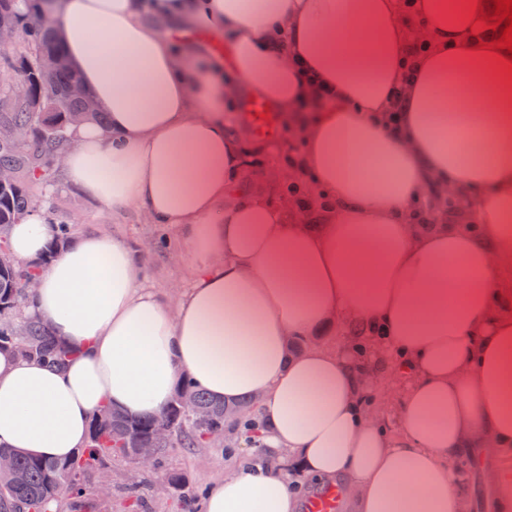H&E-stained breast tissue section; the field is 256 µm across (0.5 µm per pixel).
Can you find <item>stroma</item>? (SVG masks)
Wrapping results in <instances>:
<instances>
[{"mask_svg":"<svg viewBox=\"0 0 512 512\" xmlns=\"http://www.w3.org/2000/svg\"><path fill=\"white\" fill-rule=\"evenodd\" d=\"M290 113L276 112L275 127L267 136L251 134L250 164L244 170L242 183L254 190L264 191L287 212H295L296 206L284 196L281 183L260 178L263 170L290 171L291 158L300 156L302 135L293 129ZM21 180L27 181L30 193L54 213L79 215L73 224L76 234L101 233L125 241L144 263L142 283L154 289L170 302H177L191 286L190 264L181 256V242L172 226L151 223L134 209L112 214L77 191L65 186L59 169L45 171L41 180H30L28 172H21ZM410 384L409 377L383 370L368 383L375 417L395 424L396 412ZM250 448L237 449L235 457L224 454L220 445H197L190 448H169L162 454L159 465L149 469L123 457L112 458L103 468L90 471L85 482L91 493L85 501L83 512H133L131 490L140 487L146 492L144 512H198V506L208 488L223 480L233 458L251 456ZM182 479V486L168 494L151 492V485L160 483L169 474ZM108 486V494H98L99 486Z\"/></svg>","mask_w":512,"mask_h":512,"instance_id":"stroma-1","label":"stroma"}]
</instances>
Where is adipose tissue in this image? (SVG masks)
<instances>
[{
  "label": "adipose tissue",
  "mask_w": 512,
  "mask_h": 512,
  "mask_svg": "<svg viewBox=\"0 0 512 512\" xmlns=\"http://www.w3.org/2000/svg\"><path fill=\"white\" fill-rule=\"evenodd\" d=\"M36 8L106 115L71 129L65 182L175 226L194 278L169 305L120 239L60 247L49 214L21 213L9 250L44 265L28 313L72 356L0 350V447L70 459L103 406L155 415L189 384L228 405L258 397L266 423L264 455L237 462L201 512H302L270 456L344 483L350 512H466L449 460L512 456V59L478 48L479 0L20 6ZM183 28L223 36V55L182 43ZM255 94L283 111L320 102L302 122L305 168L332 199L318 229L236 189L247 151L224 115ZM448 197L469 202L480 235L446 222ZM359 323L411 378L393 435L363 405L354 358L319 341Z\"/></svg>",
  "instance_id": "adipose-tissue-1"
}]
</instances>
